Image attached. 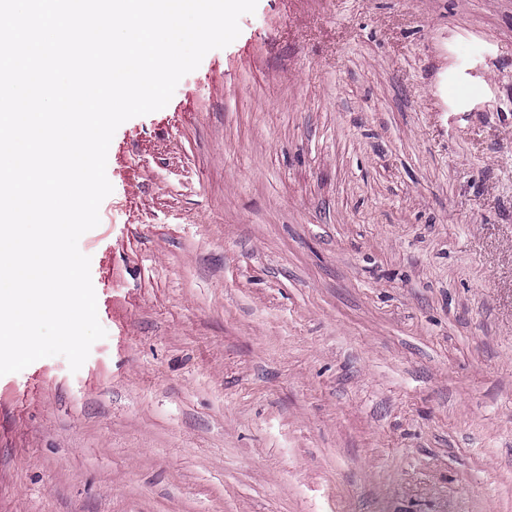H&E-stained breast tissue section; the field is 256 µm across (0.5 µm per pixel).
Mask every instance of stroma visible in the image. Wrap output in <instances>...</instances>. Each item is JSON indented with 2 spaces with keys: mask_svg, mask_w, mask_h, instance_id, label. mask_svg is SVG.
Wrapping results in <instances>:
<instances>
[{
  "mask_svg": "<svg viewBox=\"0 0 512 512\" xmlns=\"http://www.w3.org/2000/svg\"><path fill=\"white\" fill-rule=\"evenodd\" d=\"M239 26L113 136L107 335L0 376V512H512V0Z\"/></svg>",
  "mask_w": 512,
  "mask_h": 512,
  "instance_id": "obj_1",
  "label": "stroma"
}]
</instances>
